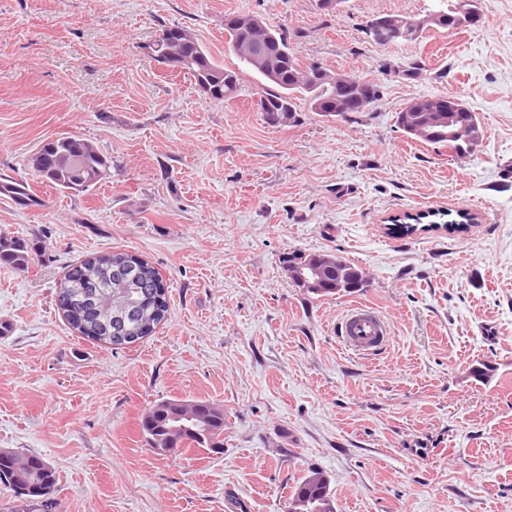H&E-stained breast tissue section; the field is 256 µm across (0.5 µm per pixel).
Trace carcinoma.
<instances>
[{
  "label": "carcinoma",
  "mask_w": 512,
  "mask_h": 512,
  "mask_svg": "<svg viewBox=\"0 0 512 512\" xmlns=\"http://www.w3.org/2000/svg\"><path fill=\"white\" fill-rule=\"evenodd\" d=\"M228 49L239 61L236 70L215 61L204 46L186 29L173 25L162 29L167 38L154 55L175 56L171 68L188 75L196 87L207 82L216 88L208 100L222 104L237 97L240 72L257 74L263 81L259 99L291 110L286 122L295 118L297 102L322 117L335 113L315 106L314 90L304 82L298 59L281 29L263 21L254 26H224ZM396 123L405 136L434 147H448L457 155H468L482 137L477 115L458 112L448 118L442 112H427L415 100L397 113ZM26 165L32 175L64 193L81 194L111 177L112 160L90 142L63 136L43 143L31 153ZM0 195L18 204L40 206L41 200L28 184L4 179ZM450 216L447 211L407 214L393 223L397 235H411L423 220ZM320 263L324 283L312 292L318 297L341 294L336 276L345 283L363 277V271L333 254L312 253ZM32 261L28 247L0 236V263L17 270L28 269ZM57 303L72 328L90 340L111 346L133 344L149 336L167 317V287L159 272L135 253L115 251L73 265L64 275L57 292ZM140 429L148 445L163 453L180 448H202L213 452L223 447L224 409L193 398H166L153 402L140 419ZM0 483L12 489L20 501V512H58L53 497L56 475L48 462L37 455L14 451L0 457ZM335 500L327 476L311 468L291 488L287 512H334Z\"/></svg>",
  "instance_id": "carcinoma-1"
}]
</instances>
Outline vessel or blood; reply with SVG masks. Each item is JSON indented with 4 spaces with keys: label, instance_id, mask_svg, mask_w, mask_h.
<instances>
[{
    "label": "vessel or blood",
    "instance_id": "vessel-or-blood-1",
    "mask_svg": "<svg viewBox=\"0 0 512 512\" xmlns=\"http://www.w3.org/2000/svg\"><path fill=\"white\" fill-rule=\"evenodd\" d=\"M337 334L346 350L360 356L381 353L391 340L383 316L374 307L362 303L351 307L340 322Z\"/></svg>",
    "mask_w": 512,
    "mask_h": 512
}]
</instances>
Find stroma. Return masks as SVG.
Segmentation results:
<instances>
[{
    "label": "stroma",
    "instance_id": "stroma-1",
    "mask_svg": "<svg viewBox=\"0 0 512 512\" xmlns=\"http://www.w3.org/2000/svg\"><path fill=\"white\" fill-rule=\"evenodd\" d=\"M435 0H0V234L32 246L0 265V449L56 473L61 512H286L309 468L337 512H512V0L481 22L380 45L381 14L421 17ZM258 16L302 63L376 84L365 111L324 118L299 105L270 124L260 83L215 104L150 47L187 29L235 68L224 18ZM454 93L483 137L460 157L408 140L397 113ZM76 136L112 158L85 194L38 183L42 142ZM447 208L474 223L391 235L390 217ZM149 261L171 315L115 348L79 336L57 308L69 264L115 250ZM333 252L367 286L317 297L284 270L291 251ZM392 342L363 357L334 329L353 304ZM495 369L487 382L473 371ZM224 409L221 453L156 454L139 429L154 401ZM0 195L9 197L25 206H42L41 200L30 190L27 183L4 179L0 181Z\"/></svg>",
    "mask_w": 512,
    "mask_h": 512
}]
</instances>
